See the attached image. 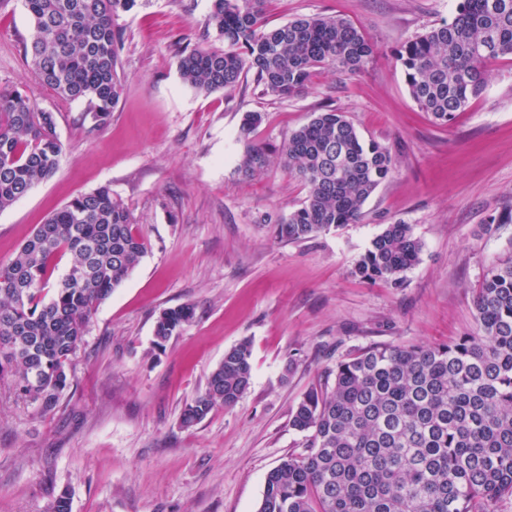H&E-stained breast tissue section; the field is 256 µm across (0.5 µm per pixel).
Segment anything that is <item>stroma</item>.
<instances>
[{
	"instance_id": "35a3bbf8",
	"label": "stroma",
	"mask_w": 512,
	"mask_h": 512,
	"mask_svg": "<svg viewBox=\"0 0 512 512\" xmlns=\"http://www.w3.org/2000/svg\"><path fill=\"white\" fill-rule=\"evenodd\" d=\"M210 0H139L121 18L122 91L107 126L89 131L85 104L34 78L23 52L31 23L22 0L0 5V89H23L54 112L64 146L58 173L0 211V264L74 196L110 186L148 243L138 267L91 318L55 413L0 393V512H44L67 493L70 512H256L265 477L305 437L293 407L332 386L339 360L374 344H442L476 333L474 295L487 270L512 255V65L491 73L486 95L448 127L412 100L396 51L452 20L457 0H268L278 26L341 15L375 53L354 75L325 71L301 95L278 99L247 82L196 91L177 69L180 46L207 48ZM345 112L394 169L363 214L326 234L286 241L275 226L305 190L271 164L246 176L253 145L278 146L312 113ZM263 121L241 139L244 113ZM423 243L401 283L355 272L388 224ZM194 321L153 346L167 308ZM252 348L253 380L232 408L185 429L180 416L225 350Z\"/></svg>"
}]
</instances>
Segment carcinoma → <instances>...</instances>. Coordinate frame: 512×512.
<instances>
[{
    "mask_svg": "<svg viewBox=\"0 0 512 512\" xmlns=\"http://www.w3.org/2000/svg\"><path fill=\"white\" fill-rule=\"evenodd\" d=\"M138 0H23L32 32L24 57L36 80L83 101V119L108 124L121 92L119 19ZM265 0H211L205 27L222 42L181 49L182 81L201 92L233 91L248 75L280 99L304 92L317 71H362L374 49L342 16H310L270 27ZM413 101L446 127L483 98L490 70L512 60V0H458L449 22L398 51ZM243 115L239 137L261 124ZM63 145L54 113L18 90L0 91V210L53 177ZM306 189L276 235L300 241L355 222L392 173L389 150L365 142L347 116L318 112L278 152L247 151L240 171L268 168L272 155ZM131 210L112 189L81 193L37 225L13 259L0 264V387L47 415L70 386L69 370L87 324L148 251ZM412 227L389 224L356 266L366 279L400 283L420 260ZM68 257L64 269L58 262ZM478 332L433 346L374 345L338 363L328 389H313L291 412L305 452L265 479L257 512H494L512 496V256L494 264L473 300ZM195 317L184 304L163 310L154 328L162 348ZM253 379L244 340L224 352L180 424L193 427L231 408Z\"/></svg>",
    "mask_w": 512,
    "mask_h": 512,
    "instance_id": "obj_1",
    "label": "carcinoma"
}]
</instances>
